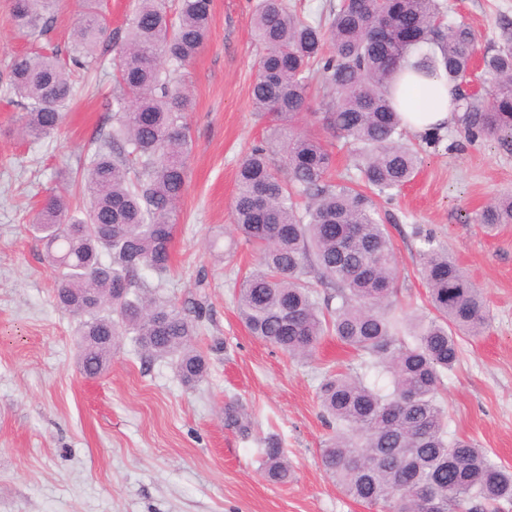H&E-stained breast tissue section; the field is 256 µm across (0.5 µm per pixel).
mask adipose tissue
Returning a JSON list of instances; mask_svg holds the SVG:
<instances>
[{
	"label": "adipose tissue",
	"mask_w": 512,
	"mask_h": 512,
	"mask_svg": "<svg viewBox=\"0 0 512 512\" xmlns=\"http://www.w3.org/2000/svg\"><path fill=\"white\" fill-rule=\"evenodd\" d=\"M398 102L407 130L414 133L447 127L454 118L448 84L440 78L404 73Z\"/></svg>",
	"instance_id": "1"
}]
</instances>
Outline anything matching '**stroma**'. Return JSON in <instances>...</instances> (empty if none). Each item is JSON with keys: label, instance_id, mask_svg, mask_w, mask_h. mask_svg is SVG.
<instances>
[{"label": "stroma", "instance_id": "1", "mask_svg": "<svg viewBox=\"0 0 512 512\" xmlns=\"http://www.w3.org/2000/svg\"><path fill=\"white\" fill-rule=\"evenodd\" d=\"M440 2L446 23L474 29L482 54L500 46L512 23V0ZM255 4L212 0L207 42L181 72L194 98L193 149L164 288L179 305L204 311L195 344L209 370L197 389H186L166 363L141 358L128 340L106 373L83 375L75 323L54 302L57 273L27 231L51 191L74 202L82 196L79 172L112 124L111 57L86 75L49 138H23L22 108L0 95V512H375L321 464L332 430L317 386L326 369L356 368L359 359L327 337L313 359L297 361L252 336L236 309L235 283L258 263L233 223L237 171L276 127L251 106L261 50ZM30 48L12 22L11 0H0V86L11 56ZM325 110L323 90L312 89L295 128L332 153L335 175L353 177L355 156L323 127ZM421 157L410 183L375 200L395 243L397 286L412 312L424 313L418 250L428 234L482 290L488 326L459 337L460 360L442 398L449 434L512 470V225L475 221L484 204L512 193V150L494 137L469 141L455 121ZM230 406L243 411L244 428L225 425ZM271 438L294 471L288 483L259 474Z\"/></svg>", "mask_w": 512, "mask_h": 512}]
</instances>
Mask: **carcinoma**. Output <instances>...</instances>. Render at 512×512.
I'll use <instances>...</instances> for the list:
<instances>
[{"label":"carcinoma","instance_id":"obj_1","mask_svg":"<svg viewBox=\"0 0 512 512\" xmlns=\"http://www.w3.org/2000/svg\"><path fill=\"white\" fill-rule=\"evenodd\" d=\"M54 6L55 0H13L17 31L46 32ZM441 13L438 0H339L305 19L287 0H257L253 27L263 51L254 63L251 103L276 118L280 134L252 149L238 169L234 223L260 261L235 300L250 333L288 355L306 359L323 337L334 336L361 366L388 377L380 388L363 374L331 372L318 388L319 406L336 425L322 466L349 497L388 512H499L501 502H512V470L470 440L448 438L439 399L445 373L459 358L456 335L477 336L485 327L482 292L426 235L420 275L432 313L404 314L396 302L394 244L373 200L410 182L419 168V150L405 142L393 98L407 66L446 79L471 138L490 135L512 145V33L483 56L490 97L473 101L460 84L472 66L475 34L463 22L437 23ZM386 14L415 16V41L405 44L392 33L377 43L374 23ZM212 20L210 0H180L176 23L167 0H134L113 57L112 126L84 167L81 204L53 193L31 225L57 271V307L77 322L78 363L88 377L109 369L123 336L145 358L169 362L189 387L208 373L193 345L202 313H186L147 275L161 279L171 271L192 145V97L177 73L200 52ZM110 43L96 0H87L68 57L52 51L13 58L4 92L24 105L26 135L40 140L60 128L78 93L75 74L96 65ZM315 80L327 98L326 127L356 149L360 188L332 179V154L293 131ZM274 152L282 156L283 177L272 167ZM479 221L512 224V196L488 204ZM310 275L324 294L306 281ZM260 471L275 484L292 478L278 441L261 449Z\"/></svg>","mask_w":512,"mask_h":512}]
</instances>
